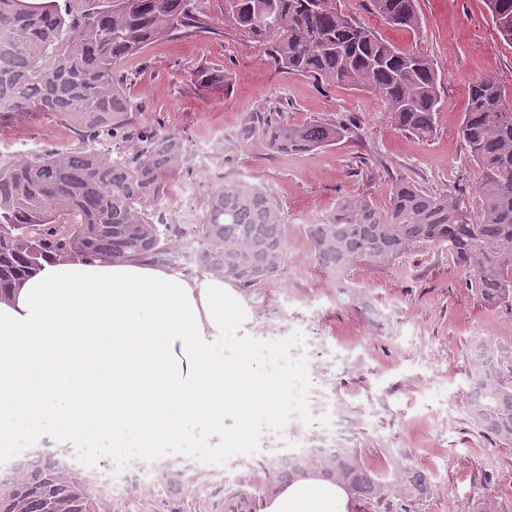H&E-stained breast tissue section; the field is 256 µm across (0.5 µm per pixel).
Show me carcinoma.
Returning <instances> with one entry per match:
<instances>
[{"label":"carcinoma","instance_id":"carcinoma-1","mask_svg":"<svg viewBox=\"0 0 512 512\" xmlns=\"http://www.w3.org/2000/svg\"><path fill=\"white\" fill-rule=\"evenodd\" d=\"M500 37L512 45V0H485ZM394 27H419L417 0H369ZM224 22L266 48L273 63L326 84L343 83L380 96L396 125L427 138L436 130L441 79L425 54L401 49L337 6V0H224ZM192 0H89L80 12L59 0H0V95L21 118L53 115L81 146L0 157V294L49 259L136 257L180 268L181 243L198 239L199 270L253 291L273 282L284 262L281 213L259 187L225 182L209 195L199 224H176L151 204L179 174L185 147L157 128L128 132L131 104L116 79L124 59L156 39L206 29ZM344 124H290L249 112L234 133L237 145L261 155L298 154L333 144ZM121 138L112 154L107 142ZM458 137L483 177L476 187L482 220L471 224L462 197L433 195L403 178L386 206L364 195L340 198L336 211L308 225L317 265L334 274L385 265L420 245L448 249L471 271L467 287L489 308L512 305V102L491 76L471 87ZM466 412L485 436L512 446V383L496 348L481 343L471 361ZM331 477L370 512L391 499L413 500L426 476L404 466L392 478L369 468L355 448L288 458L279 472ZM66 484L64 493L58 486ZM8 512H106L102 499L59 468L35 462L13 489H0Z\"/></svg>","mask_w":512,"mask_h":512}]
</instances>
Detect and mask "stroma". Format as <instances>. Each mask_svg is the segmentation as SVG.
I'll list each match as a JSON object with an SVG mask.
<instances>
[{
    "mask_svg": "<svg viewBox=\"0 0 512 512\" xmlns=\"http://www.w3.org/2000/svg\"><path fill=\"white\" fill-rule=\"evenodd\" d=\"M382 38L428 55L442 77L436 131L425 139L400 130L385 101L341 84H319L271 63L263 46L224 23V0H196L211 28L176 34L123 61L116 76L132 104L134 125L180 136L185 144L221 138L222 176L187 156L176 185L192 186L207 201L220 182L263 187L285 224V258L269 285L244 295L254 323L252 347L267 370L317 367L321 379L305 389L283 420L256 422L249 448L212 455L208 433L196 429L179 448L161 449L152 465L101 454L94 475L112 497V512H141L146 491L155 512H224L227 490L245 480L262 496L275 483L282 459L315 448H354L372 469L399 466L424 473L428 491L417 500H393L390 512H473L489 495L498 512H512V447L483 436L467 419L468 374L476 343H492L512 381V306L486 308L466 286L469 271L447 250L422 246L388 265H359L347 273L386 315L375 321L361 307L336 298L334 278L315 262L307 227L332 213L345 195L385 203L391 182L404 178L433 194L470 201L481 218L475 187L479 168L457 135L473 83L494 75L512 96V46L499 36L485 0H418L420 27L389 26L368 0H341ZM223 74L199 89L196 70ZM264 108L294 124L350 122L348 136L293 155H259L233 146L245 113ZM58 118L32 113L0 120V154L77 147ZM201 474L194 496L181 477Z\"/></svg>",
    "mask_w": 512,
    "mask_h": 512,
    "instance_id": "stroma-1",
    "label": "stroma"
}]
</instances>
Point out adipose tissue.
Listing matches in <instances>:
<instances>
[{"label":"adipose tissue","mask_w":512,"mask_h":512,"mask_svg":"<svg viewBox=\"0 0 512 512\" xmlns=\"http://www.w3.org/2000/svg\"><path fill=\"white\" fill-rule=\"evenodd\" d=\"M242 290L138 258L46 261L0 295V456L111 441L145 464L224 415L269 421L297 401L296 373L263 371L246 339ZM349 494L319 473L278 485L261 512H347Z\"/></svg>","instance_id":"1"}]
</instances>
